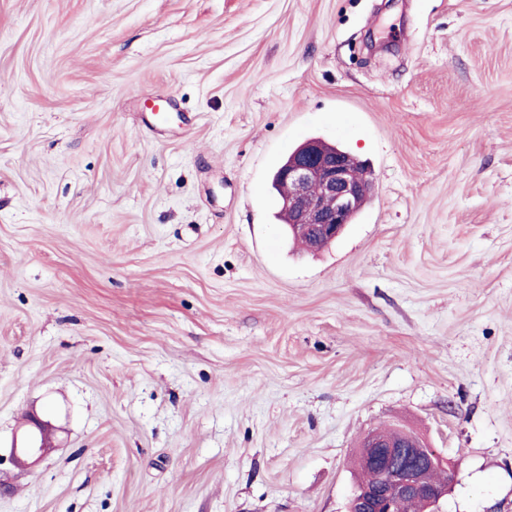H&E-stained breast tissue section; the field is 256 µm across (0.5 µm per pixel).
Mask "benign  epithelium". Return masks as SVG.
<instances>
[{
	"label": "benign epithelium",
	"instance_id": "benign-epithelium-1",
	"mask_svg": "<svg viewBox=\"0 0 512 512\" xmlns=\"http://www.w3.org/2000/svg\"><path fill=\"white\" fill-rule=\"evenodd\" d=\"M350 158L345 152L327 150L318 140H308L300 155L278 171L290 187L288 196L281 199L282 209L291 219L289 228L313 239L316 248L335 241L370 195L371 179L357 173ZM29 423L33 430L22 445L11 448L8 458L0 455V464L7 460L24 468L51 449L50 422L33 415ZM364 448L381 481L356 486L349 512H398L400 501L408 496L423 497L432 512H440L450 482L435 485L425 480L426 472L441 467L433 449L413 435L393 443L379 432L367 436Z\"/></svg>",
	"mask_w": 512,
	"mask_h": 512
}]
</instances>
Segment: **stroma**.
<instances>
[{
    "label": "stroma",
    "instance_id": "stroma-1",
    "mask_svg": "<svg viewBox=\"0 0 512 512\" xmlns=\"http://www.w3.org/2000/svg\"><path fill=\"white\" fill-rule=\"evenodd\" d=\"M1 72L0 512H347L397 423L512 512V0H0ZM312 138L373 182L316 252ZM349 158L352 156L345 152L328 151L318 140H308L300 155L278 171L288 185L274 176L272 187L278 198L288 194L281 199L282 209L276 217L282 224L284 221L293 243L310 248L308 240L289 233L288 217L293 232L313 239L314 247L320 248L343 233L369 197L371 179L359 162L351 163ZM33 429L23 439L21 446H13L8 460L16 468H24L36 463L51 449L52 426L49 421H44L33 415L29 418ZM33 459L30 463L28 460ZM0 453V466L5 461Z\"/></svg>",
    "mask_w": 512,
    "mask_h": 512
}]
</instances>
